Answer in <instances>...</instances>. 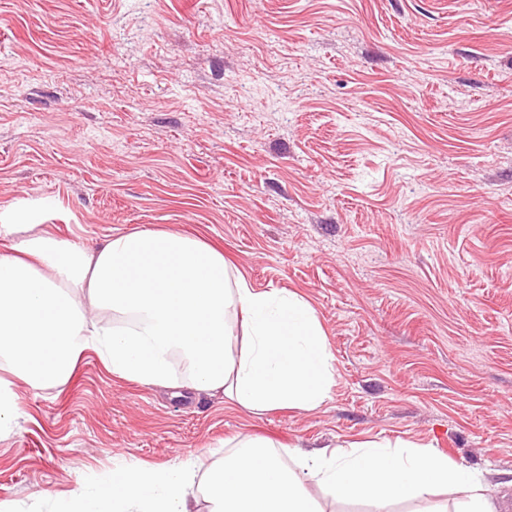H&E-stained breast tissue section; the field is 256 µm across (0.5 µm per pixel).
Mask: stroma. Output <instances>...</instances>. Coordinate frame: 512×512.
<instances>
[{
  "label": "stroma",
  "instance_id": "1",
  "mask_svg": "<svg viewBox=\"0 0 512 512\" xmlns=\"http://www.w3.org/2000/svg\"><path fill=\"white\" fill-rule=\"evenodd\" d=\"M197 233L314 308L335 384L255 413L87 354L18 386L0 512L241 434L411 441L512 512V0H0V212Z\"/></svg>",
  "mask_w": 512,
  "mask_h": 512
}]
</instances>
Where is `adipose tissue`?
Wrapping results in <instances>:
<instances>
[{"label": "adipose tissue", "mask_w": 512, "mask_h": 512, "mask_svg": "<svg viewBox=\"0 0 512 512\" xmlns=\"http://www.w3.org/2000/svg\"><path fill=\"white\" fill-rule=\"evenodd\" d=\"M0 221V432L21 413L14 387L67 384L94 353L119 378L191 388L252 412L312 410L335 382L312 306L292 291L259 292L196 234L118 231L95 249L57 237L36 206ZM315 483L345 500L398 502L435 492L423 512H492L476 473L435 449L370 442L330 454L280 451L246 435L212 463L123 469L81 486L61 512H322Z\"/></svg>", "instance_id": "1"}]
</instances>
